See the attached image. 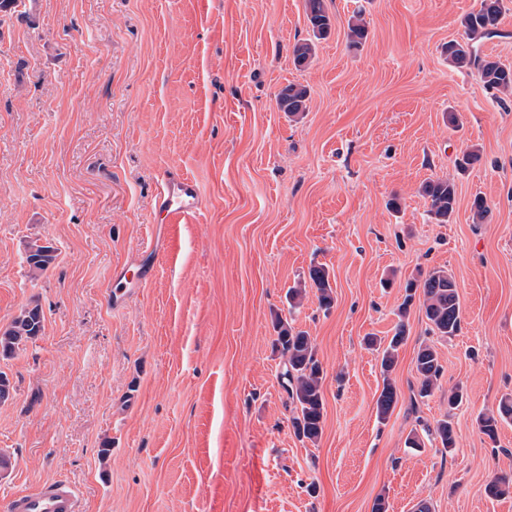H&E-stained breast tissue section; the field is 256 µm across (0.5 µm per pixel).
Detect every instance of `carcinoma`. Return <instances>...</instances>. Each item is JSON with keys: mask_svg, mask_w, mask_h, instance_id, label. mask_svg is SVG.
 I'll return each instance as SVG.
<instances>
[{"mask_svg": "<svg viewBox=\"0 0 512 512\" xmlns=\"http://www.w3.org/2000/svg\"><path fill=\"white\" fill-rule=\"evenodd\" d=\"M504 0H480L479 8L467 13L461 19L466 40L450 41L445 47L448 63L459 69H473L477 72L480 87L492 94L512 95V68L497 60L479 55L476 39L495 33L502 15ZM306 15L314 39L303 40L293 47V60L296 66L308 65L315 53L314 40L324 39L331 30V16L326 0H306ZM309 90L302 84L290 83L276 96L280 111L295 117L307 110ZM422 195L430 202V216L437 224L448 223L456 210V183L452 179H429L421 185ZM55 249L50 245L32 242L28 245L26 262L30 268L45 271L55 261ZM310 286L319 293V302L330 308L333 297L329 270L324 265L312 266L308 271ZM422 288L420 309L428 321L431 332L452 337L460 329V302L454 278L448 271L436 268L430 271L421 282H410L407 295L399 307L398 315L403 318L413 303L417 288ZM43 329V314L39 306L26 307L15 316L5 328H0V357H11L19 346L37 338ZM276 347L285 356V370L281 374L282 384L289 399L295 404L296 413L291 419L295 435L300 439L316 442L322 433L323 394L322 368L316 358L310 336L294 329L289 322L276 319ZM407 339L404 323L397 325L394 335L381 352V369L384 374L383 388L378 396L377 416L384 421L392 412L397 392L389 379V373L396 366L399 349ZM414 366L419 377L416 396L424 399L439 387L443 367L435 348L422 345L416 352ZM512 420V399H503L497 414L483 415L478 424L483 434L495 439L498 423ZM434 433L442 448L450 451L457 447V438L450 421L437 423ZM486 495L498 499L512 494V478L505 476L491 480L485 487Z\"/></svg>", "mask_w": 512, "mask_h": 512, "instance_id": "1", "label": "carcinoma"}]
</instances>
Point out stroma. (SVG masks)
<instances>
[{
  "label": "stroma",
  "mask_w": 512,
  "mask_h": 512,
  "mask_svg": "<svg viewBox=\"0 0 512 512\" xmlns=\"http://www.w3.org/2000/svg\"><path fill=\"white\" fill-rule=\"evenodd\" d=\"M478 0H327L311 38L305 0H18L0 11V327L37 304L44 329L0 370V494L59 477L82 512H512L485 494L512 476V420L479 415L512 396V97L451 66L449 40ZM362 11L369 35L352 46ZM307 85L291 117L276 95ZM458 117L449 126V114ZM479 148L480 163L455 160ZM191 176L204 209L160 223L164 177ZM453 178L449 223L421 184ZM482 196L489 215L473 223ZM398 198L399 210L388 202ZM53 246L43 272L31 242ZM162 248L147 284L109 305L112 271ZM330 271L321 308L308 269ZM452 274L456 336L433 334L408 282ZM303 289L297 308L287 291ZM310 336L324 423L296 437L276 319ZM407 340L390 376L365 337ZM432 345L440 387L413 398ZM398 401L386 420L384 379ZM462 404L448 408V390ZM451 419L457 446L408 448ZM110 444L109 457L99 455ZM306 15L314 38H326L332 25L326 0H306ZM508 419L512 420L511 398H505L500 402L498 406L497 416H495L494 414L483 415L479 418L478 424L482 433L493 440L496 438L499 421Z\"/></svg>",
  "instance_id": "obj_1"
}]
</instances>
